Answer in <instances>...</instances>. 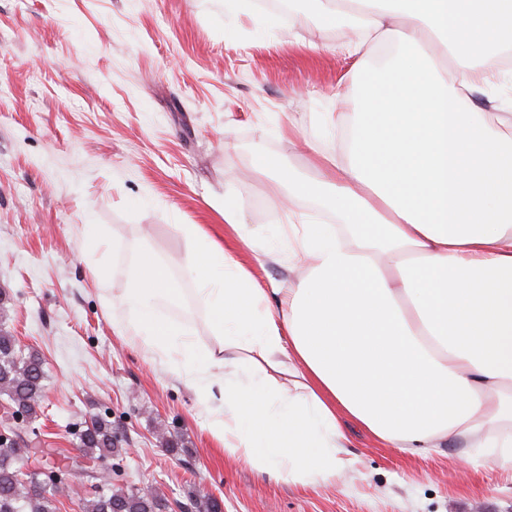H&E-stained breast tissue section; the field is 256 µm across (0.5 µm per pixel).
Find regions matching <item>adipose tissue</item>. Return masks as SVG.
I'll use <instances>...</instances> for the list:
<instances>
[{"instance_id":"obj_1","label":"adipose tissue","mask_w":512,"mask_h":512,"mask_svg":"<svg viewBox=\"0 0 512 512\" xmlns=\"http://www.w3.org/2000/svg\"><path fill=\"white\" fill-rule=\"evenodd\" d=\"M323 24L350 16L347 58L390 48L354 112L344 158L314 153V178L256 175L319 197L340 225L295 224L277 249L304 268L277 308L234 253L184 227L218 349L158 319L181 291L149 250L132 265L119 327L189 374L225 456L274 480L342 477V417L404 451L472 449L512 470V114L472 109L512 51V0H316ZM230 368L231 380L218 372Z\"/></svg>"}]
</instances>
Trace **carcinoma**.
I'll use <instances>...</instances> for the list:
<instances>
[{"label":"carcinoma","mask_w":512,"mask_h":512,"mask_svg":"<svg viewBox=\"0 0 512 512\" xmlns=\"http://www.w3.org/2000/svg\"><path fill=\"white\" fill-rule=\"evenodd\" d=\"M47 375L44 361L33 351L22 349L11 333L0 328V401L37 418L45 397ZM84 465L73 475L91 483V495L82 502V512H170V500L146 492L127 481L123 465L126 437L112 425L111 413L96 415L73 433ZM36 435L25 433L17 447L0 448V512H60L61 494L53 487H41L40 467H26L29 443ZM112 464V480H103L93 464ZM191 512H221L222 501L210 494L187 497Z\"/></svg>","instance_id":"carcinoma-1"}]
</instances>
